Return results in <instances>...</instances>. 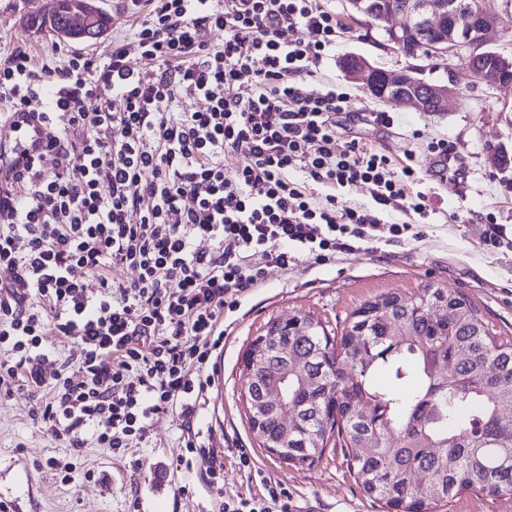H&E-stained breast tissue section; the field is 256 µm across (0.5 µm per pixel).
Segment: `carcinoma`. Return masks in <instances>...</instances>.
Here are the masks:
<instances>
[{"label": "carcinoma", "mask_w": 512, "mask_h": 512, "mask_svg": "<svg viewBox=\"0 0 512 512\" xmlns=\"http://www.w3.org/2000/svg\"><path fill=\"white\" fill-rule=\"evenodd\" d=\"M31 25L54 32L67 17L56 11ZM442 299L430 285L375 296L351 314L328 358L320 353L329 336L312 318L277 327L246 383L257 397L274 383L280 350L297 361L288 399L299 423L282 461L312 464L335 436L361 490L389 509L427 512L468 490L512 498V346L497 343L459 293L447 298V321L424 316ZM392 321L406 333L390 335Z\"/></svg>", "instance_id": "cac0c4a2"}]
</instances>
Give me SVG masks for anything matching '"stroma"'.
<instances>
[{"instance_id": "1", "label": "stroma", "mask_w": 512, "mask_h": 512, "mask_svg": "<svg viewBox=\"0 0 512 512\" xmlns=\"http://www.w3.org/2000/svg\"><path fill=\"white\" fill-rule=\"evenodd\" d=\"M336 15L340 31L329 59L316 72H300L293 81L307 92L333 86L348 93V109L336 116L340 142L383 150L395 163L415 157L411 192H423L429 206L421 238L396 241L381 232L371 248L337 255L320 264L301 259L293 269L268 267L263 284L242 300L232 314L233 325L215 361L213 382L197 424L224 461V484L209 487L207 460L191 469L176 470L181 451V419L175 413L157 415L150 437L129 457L109 449L69 448L41 433L33 419L35 399L0 392V500L13 512H221L228 498L259 496L261 477L288 491L290 512H385L368 497L349 472L339 447L328 448L314 465H294L269 455L250 428L243 400V358L256 336L275 321L308 315L338 336L351 313L381 293L410 294L433 285L462 293L478 311L497 342L512 345V247L486 249L479 218L512 230V167L492 168L489 152L512 148V87L488 90L474 86L462 60L454 73L459 103L438 114L385 106L348 79L344 58L357 54L373 66L398 71L418 69L421 78L446 81L443 69L424 57H408L388 46L378 24L352 13L346 0H320ZM49 0H0V46L20 47L35 60L73 51L46 32H34L28 18L48 8ZM389 111L392 126L375 124L371 113ZM447 140L452 150L451 174L441 176L440 159L430 152L433 140ZM250 458L242 466L240 454ZM75 464L71 482L60 483L50 463Z\"/></svg>"}]
</instances>
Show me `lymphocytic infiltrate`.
<instances>
[{
	"mask_svg": "<svg viewBox=\"0 0 512 512\" xmlns=\"http://www.w3.org/2000/svg\"><path fill=\"white\" fill-rule=\"evenodd\" d=\"M149 3L100 53L39 62L17 47L0 64V120L24 112L48 151L70 159L0 171V391L40 395L42 433L116 456L146 441L155 415L178 412L177 468L208 459L216 487L224 463L195 420L240 300L268 266L324 263L371 242L382 210L406 217L385 228L394 238H418L429 210L408 190L413 155L397 167L355 140L337 148L346 93L294 83L336 45V18L317 0ZM295 27L306 39L285 41ZM213 29L223 42L203 40ZM130 42L156 70L128 66ZM360 184L373 207L339 199ZM126 269L134 279L121 278ZM72 342L79 358L46 379L47 349ZM263 484L265 495L223 512H288L287 489Z\"/></svg>",
	"mask_w": 512,
	"mask_h": 512,
	"instance_id": "obj_1",
	"label": "lymphocytic infiltrate"
}]
</instances>
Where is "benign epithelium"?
I'll list each match as a JSON object with an SVG mask.
<instances>
[{
  "label": "benign epithelium",
  "instance_id": "obj_1",
  "mask_svg": "<svg viewBox=\"0 0 512 512\" xmlns=\"http://www.w3.org/2000/svg\"><path fill=\"white\" fill-rule=\"evenodd\" d=\"M373 19L378 22L395 20L383 28L389 44L406 52V40L414 26L419 24L432 33L440 34L432 44L433 56L441 62L464 54H483L495 57L493 66L471 70L472 81L488 89L506 86L504 71L512 70V60L488 47V34L503 25L500 14L487 12L479 4H466L461 0H404L398 6L373 8ZM93 16L82 8L72 9L69 30L80 37L90 36ZM343 70L348 78L362 83V88L372 96L392 105H405L418 112L425 111V100L435 102L440 112H451L458 104L453 89L454 73L447 68L448 81L432 84L411 76V70L396 73L379 72L367 60L355 55L347 59ZM260 406L265 411L280 413L279 439L272 443L269 452L278 455V447L288 443L298 420L294 404L288 401V373H283L263 395Z\"/></svg>",
  "mask_w": 512,
  "mask_h": 512
}]
</instances>
